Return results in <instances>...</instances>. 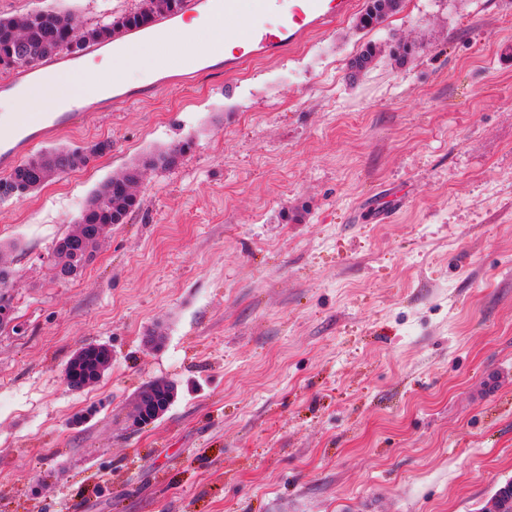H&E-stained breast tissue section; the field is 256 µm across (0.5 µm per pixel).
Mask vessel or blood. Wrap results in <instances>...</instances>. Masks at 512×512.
Returning a JSON list of instances; mask_svg holds the SVG:
<instances>
[{
	"instance_id": "obj_1",
	"label": "vessel or blood",
	"mask_w": 512,
	"mask_h": 512,
	"mask_svg": "<svg viewBox=\"0 0 512 512\" xmlns=\"http://www.w3.org/2000/svg\"><path fill=\"white\" fill-rule=\"evenodd\" d=\"M352 6L353 0H184L182 14H208L222 21L224 43L230 48L224 70L229 73L256 57L283 53L302 36L327 29ZM72 62V56L64 55L19 73L0 83V96L13 94L20 87L32 88L36 73L70 71ZM45 94L58 99V106L46 112L13 113L11 132L0 137L1 172H10L28 148L52 137L86 110L82 101L66 92L49 88Z\"/></svg>"
}]
</instances>
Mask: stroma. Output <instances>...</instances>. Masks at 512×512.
<instances>
[{
	"instance_id": "1",
	"label": "stroma",
	"mask_w": 512,
	"mask_h": 512,
	"mask_svg": "<svg viewBox=\"0 0 512 512\" xmlns=\"http://www.w3.org/2000/svg\"><path fill=\"white\" fill-rule=\"evenodd\" d=\"M365 5L75 117L46 148L111 153L0 202V512H482L512 480V0H400L372 30ZM180 144L82 277L53 281L93 191ZM88 345L110 365L70 389ZM157 381L169 408L130 426Z\"/></svg>"
}]
</instances>
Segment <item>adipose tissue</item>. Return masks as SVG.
Here are the masks:
<instances>
[{"label":"adipose tissue","mask_w":512,"mask_h":512,"mask_svg":"<svg viewBox=\"0 0 512 512\" xmlns=\"http://www.w3.org/2000/svg\"><path fill=\"white\" fill-rule=\"evenodd\" d=\"M136 65L147 73L158 72L169 68L170 58L163 52L161 42L147 41L123 47L101 61L88 62L81 70L62 76L60 82L69 94L87 99L101 97L112 86L127 82L131 68Z\"/></svg>","instance_id":"obj_1"}]
</instances>
